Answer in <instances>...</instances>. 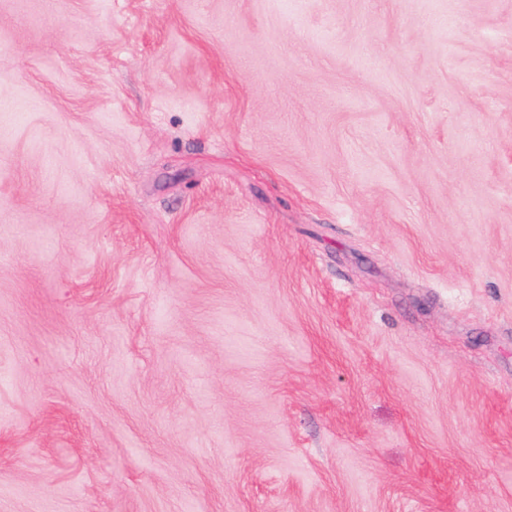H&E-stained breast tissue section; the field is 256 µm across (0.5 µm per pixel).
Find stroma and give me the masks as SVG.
Listing matches in <instances>:
<instances>
[{
	"mask_svg": "<svg viewBox=\"0 0 512 512\" xmlns=\"http://www.w3.org/2000/svg\"><path fill=\"white\" fill-rule=\"evenodd\" d=\"M0 512H512V0H0Z\"/></svg>",
	"mask_w": 512,
	"mask_h": 512,
	"instance_id": "stroma-1",
	"label": "stroma"
}]
</instances>
